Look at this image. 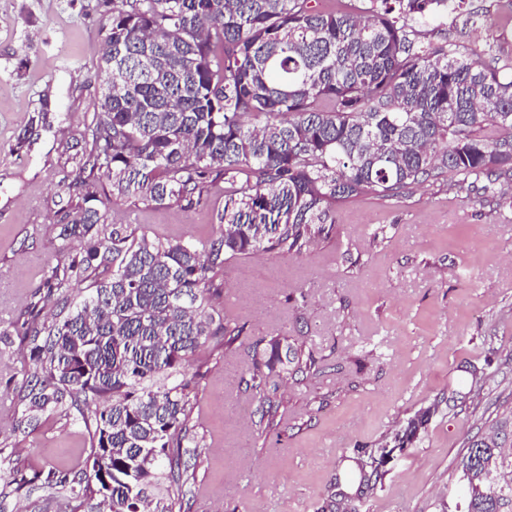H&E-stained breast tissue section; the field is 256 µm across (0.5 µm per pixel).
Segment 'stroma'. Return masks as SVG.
<instances>
[{
	"instance_id": "obj_1",
	"label": "stroma",
	"mask_w": 512,
	"mask_h": 512,
	"mask_svg": "<svg viewBox=\"0 0 512 512\" xmlns=\"http://www.w3.org/2000/svg\"><path fill=\"white\" fill-rule=\"evenodd\" d=\"M478 25L445 20L434 41L493 44L512 60V0H465ZM96 0H0V331L13 330L56 263L58 214L79 160L75 143L99 107L105 31ZM57 118L17 147L42 97ZM224 201L186 211L111 198L108 217L163 240L206 243ZM223 309L241 330L233 350L204 357L191 393L183 512H322L355 491L354 448L380 447L455 388L471 361L490 378L477 407L440 406L362 499L359 512H442L468 438L512 403V196L428 184L410 197L365 196L335 212L302 254L257 253L224 267ZM304 349L314 375L281 365L264 394L248 386L271 340ZM19 341L0 343V450L18 452L33 490L8 512H46L43 486L71 477L93 446L76 411L15 427ZM276 417L267 420L265 412Z\"/></svg>"
}]
</instances>
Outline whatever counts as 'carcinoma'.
I'll list each match as a JSON object with an SVG mask.
<instances>
[{
  "label": "carcinoma",
  "mask_w": 512,
  "mask_h": 512,
  "mask_svg": "<svg viewBox=\"0 0 512 512\" xmlns=\"http://www.w3.org/2000/svg\"><path fill=\"white\" fill-rule=\"evenodd\" d=\"M326 12L319 0H97L106 18L100 110L86 159L60 216L58 264L16 335L28 350L18 426L35 429L66 405L95 442L55 498L78 512H174L194 442L190 393L200 375L190 357L216 343L230 351L240 331L216 306L224 264L257 251L298 255L336 207L355 197H408L427 182L512 189V70L493 51L435 42L425 26L464 0H367ZM50 99L18 136L22 147L51 125ZM112 196L192 210L224 197L219 235L205 244L162 241L109 221ZM289 363L312 375L302 349L272 340L251 388ZM455 407L479 402L486 373L463 366ZM429 421L424 409L401 435L408 444ZM496 440L468 441L451 479L461 509L512 512V415ZM496 467L479 492L468 473ZM356 496L329 501L357 512L355 497L384 473L356 459ZM0 499L31 481L14 459Z\"/></svg>",
  "instance_id": "obj_1"
}]
</instances>
